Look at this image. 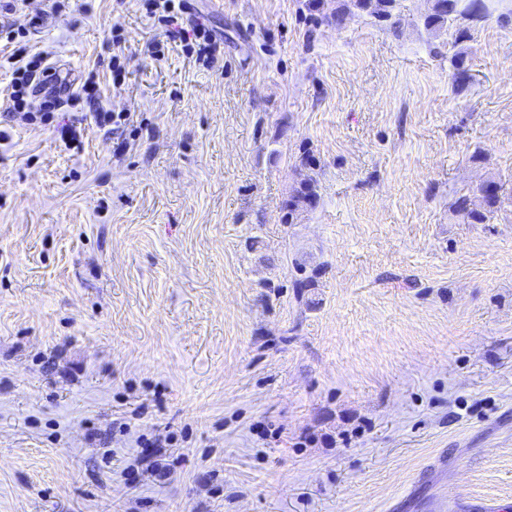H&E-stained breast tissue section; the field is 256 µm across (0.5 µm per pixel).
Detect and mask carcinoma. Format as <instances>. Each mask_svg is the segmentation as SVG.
Wrapping results in <instances>:
<instances>
[{
  "mask_svg": "<svg viewBox=\"0 0 512 512\" xmlns=\"http://www.w3.org/2000/svg\"><path fill=\"white\" fill-rule=\"evenodd\" d=\"M482 2V19H487L498 12L497 19L502 21L512 20V6H503L504 0H495L489 5L486 0H435L432 12L426 16L424 25L429 29L440 30L444 27L452 29V47L456 51L450 58L452 76L455 81L463 82L469 77L467 55L463 43L471 37L472 26L458 23V20L466 17L469 8ZM383 8L378 13H371L375 19L392 27L400 25V0H382ZM504 11H499L500 7ZM370 9V0H311L309 10L318 14L319 18L336 25L355 15V12H367ZM317 182L311 178H305L300 182L298 189L292 191L283 201V208L287 211L288 221L292 222L304 210L312 208L317 200ZM500 198L496 182L488 180L471 190V193L460 197L455 203L457 212L467 217L473 224H483L489 215L498 208Z\"/></svg>",
  "mask_w": 512,
  "mask_h": 512,
  "instance_id": "carcinoma-1",
  "label": "carcinoma"
}]
</instances>
